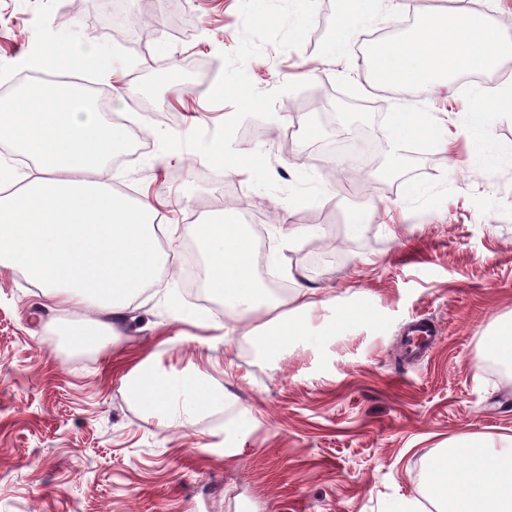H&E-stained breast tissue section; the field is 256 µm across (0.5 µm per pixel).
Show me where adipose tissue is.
Segmentation results:
<instances>
[{
  "label": "adipose tissue",
  "mask_w": 512,
  "mask_h": 512,
  "mask_svg": "<svg viewBox=\"0 0 512 512\" xmlns=\"http://www.w3.org/2000/svg\"><path fill=\"white\" fill-rule=\"evenodd\" d=\"M329 50L346 52L385 0H349ZM512 56V35L480 16L421 18L401 39L379 44L370 56L376 82L404 89L452 83L458 75L495 67ZM74 62L102 78L111 76V54L92 41H52L28 57L26 69L49 73ZM491 112H512V85L473 92L470 128L479 130L476 158L492 166L498 155L482 132ZM440 121L404 107L390 116L392 147L438 139ZM125 125L105 120L83 91L69 84L35 81L0 103V138L33 161L19 175L0 162V266L20 271L60 312L92 307L103 319L70 330L73 343L93 345L118 336L132 302L179 263L178 225L166 227L161 249L157 211L99 181L114 152L127 142ZM207 263L209 292L240 319L252 322L262 350L276 355L301 329V312L315 306L316 291L297 289L292 298L264 287L254 267L253 242L225 216L189 226ZM123 379L134 403L161 424L186 428L204 412L223 406L225 392L212 376L192 366L180 373L160 370L152 357L130 366ZM427 494L437 512H512V435H463L434 453Z\"/></svg>",
  "instance_id": "obj_1"
}]
</instances>
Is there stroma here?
Masks as SVG:
<instances>
[{
	"mask_svg": "<svg viewBox=\"0 0 512 512\" xmlns=\"http://www.w3.org/2000/svg\"><path fill=\"white\" fill-rule=\"evenodd\" d=\"M0 0V96L12 97L19 62L46 39L90 37L115 56L116 74L83 82L135 125L175 134L213 131L234 108L213 104L210 75L185 63L219 60L240 40V0H123L127 17L165 40L153 66L112 34L115 0ZM469 9L512 33V0H388L350 52H328L342 19L339 0H317L303 47L267 46L246 71L262 91L290 81L275 117L238 152H263L279 192L258 189L249 172L223 182L201 177L205 159L181 150L161 159L157 136L102 181L148 197L161 224L191 225L207 214L262 226L289 289H317L304 332L281 355L257 349L240 323L186 298L167 275L137 299L115 344L76 347L50 336L78 324L82 310L56 313L18 271L0 268V512H391L404 498L436 512L425 490L430 456L461 434L512 435V375L487 353L497 319L512 311V114L496 113L488 135L501 155L492 168L470 153V81L427 91L380 94L369 65L372 32L408 15L450 16ZM189 17L190 31L168 30ZM124 89L114 99L113 87ZM402 104L443 119L447 145L403 146L412 164L384 178L377 165L336 164L340 149L369 140L391 144L380 113ZM324 190L312 205L284 198L298 172ZM419 186L405 195L406 184ZM356 203L375 209L357 235L346 230ZM302 229L285 244L288 229ZM349 308L368 320L342 321ZM431 318L442 332L428 356L404 360L406 325ZM216 352L210 371L228 413L169 428L145 415L122 382L126 362L153 355L182 371Z\"/></svg>",
	"mask_w": 512,
	"mask_h": 512,
	"instance_id": "stroma-1",
	"label": "stroma"
}]
</instances>
